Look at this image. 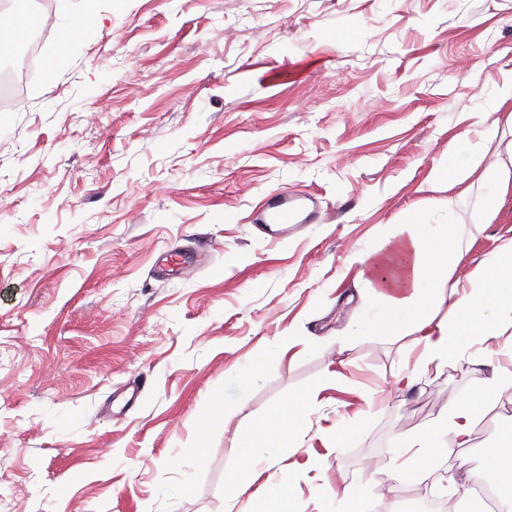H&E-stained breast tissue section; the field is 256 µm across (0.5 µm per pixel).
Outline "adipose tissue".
I'll return each instance as SVG.
<instances>
[{
  "mask_svg": "<svg viewBox=\"0 0 512 512\" xmlns=\"http://www.w3.org/2000/svg\"><path fill=\"white\" fill-rule=\"evenodd\" d=\"M497 134L489 126L482 142L448 153L447 166L436 168L433 181L456 186L479 176L490 193L478 216L489 224L498 216L503 195L512 189V163L490 164L486 144ZM459 255L452 239L439 224H403L392 239L361 255L357 281L365 294L359 310L362 335L409 336L420 350V371L442 367L471 336L494 343L512 334V240L483 262L484 272L470 277L448 313H441L442 286ZM512 390L501 376H493L483 391L449 405L432 430L418 433L414 441L421 453L412 455L404 477L428 479L434 456L446 454L449 443L467 447L478 412ZM301 406L294 403L278 411L254 429L250 447L259 448L269 436L289 444L299 425ZM501 443L489 454L485 465L471 472V482H490L512 489V423L500 430Z\"/></svg>",
  "mask_w": 512,
  "mask_h": 512,
  "instance_id": "adipose-tissue-1",
  "label": "adipose tissue"
}]
</instances>
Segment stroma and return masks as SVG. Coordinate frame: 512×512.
Listing matches in <instances>:
<instances>
[{
	"label": "stroma",
	"instance_id": "obj_1",
	"mask_svg": "<svg viewBox=\"0 0 512 512\" xmlns=\"http://www.w3.org/2000/svg\"><path fill=\"white\" fill-rule=\"evenodd\" d=\"M38 72L0 110V512H251L269 481L294 512H420L393 483L400 437L512 373V342L463 347L415 388L410 337L362 336L361 253L417 218L448 224L466 283L512 238V189L456 206L432 189L463 137L512 146V0H43ZM83 17L80 28L72 18ZM320 221L273 244L247 221L272 191ZM305 398L295 471L245 433ZM358 427L335 448L319 429ZM512 421L477 416L435 459L465 483ZM248 492L233 497V482Z\"/></svg>",
	"mask_w": 512,
	"mask_h": 512
}]
</instances>
